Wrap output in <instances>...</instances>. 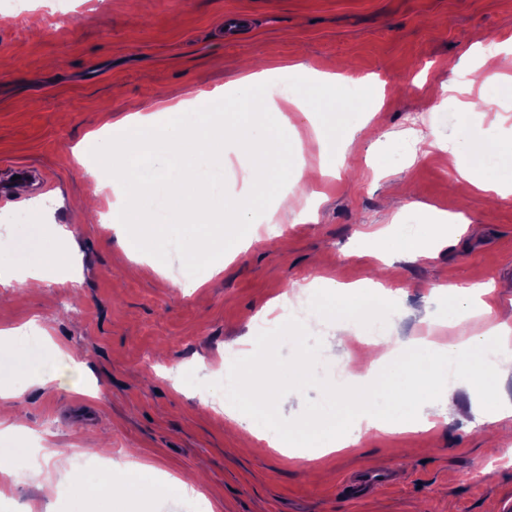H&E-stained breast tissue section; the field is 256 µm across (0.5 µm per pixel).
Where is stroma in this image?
<instances>
[{
	"mask_svg": "<svg viewBox=\"0 0 512 512\" xmlns=\"http://www.w3.org/2000/svg\"><path fill=\"white\" fill-rule=\"evenodd\" d=\"M71 12L46 26L35 7L24 21L0 18V240L12 252L0 270L25 266L24 247L38 235L26 223L34 207L40 224L71 229L78 282L54 273L38 292L9 289L0 328L50 321L52 343L0 369V387L20 389L15 412L24 429L0 437L15 451V474L0 495V512H106L103 495L63 492L71 460L99 438L109 440L107 463L139 461L155 477L194 472L201 502L159 489L130 498L126 512H498L512 495V417L493 419L492 406L512 404V365L494 400L456 383L458 416L417 433H364L355 446L313 458L256 442L244 447L240 429L216 403L224 397V348L249 331L254 315L296 285L326 275L335 284H387L399 307L386 330L401 340L440 343L512 327V191L489 200L461 190L458 162L476 172L491 167L484 145L512 139V54L487 57L486 43L512 46V0H70ZM245 59L270 62L268 85L289 78L302 111L299 132L316 121L348 141L358 159L348 172L337 153L305 143L308 163L326 160L331 175L313 185L304 213H283L275 198L257 208L264 229L205 287L184 293L174 280L192 270L180 243H171L161 271L135 262L109 221L111 186L97 188L98 161L76 150L83 137L129 112L151 111L160 96L192 100L203 92L230 95ZM346 62L338 70V62ZM341 71L335 100L311 97L304 75L287 65ZM471 71L459 119H439L433 84ZM502 72L496 87L482 73ZM363 96L348 97L351 86ZM424 115L423 131L456 144L459 158L424 151L409 136V117ZM35 170V181L15 182L12 168ZM100 190L94 212L76 204ZM464 214L468 229L449 236L431 259L404 256L391 277L380 259L357 247L365 234L392 224H420ZM495 284L492 316L446 323L448 290ZM62 344L84 361L93 397L56 386L29 385L32 373L55 371ZM349 347L321 359L300 398L269 402L262 422L281 426L310 418L325 400L342 396L338 364ZM57 450L45 463L56 490L44 498L27 459L39 436ZM391 466L402 481L361 499L342 491L359 470Z\"/></svg>",
	"mask_w": 512,
	"mask_h": 512,
	"instance_id": "obj_1",
	"label": "stroma"
}]
</instances>
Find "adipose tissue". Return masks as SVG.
I'll use <instances>...</instances> for the list:
<instances>
[{"label":"adipose tissue","mask_w":512,"mask_h":512,"mask_svg":"<svg viewBox=\"0 0 512 512\" xmlns=\"http://www.w3.org/2000/svg\"><path fill=\"white\" fill-rule=\"evenodd\" d=\"M200 98L210 102L213 113H191L186 102L162 97L155 111L123 115L110 123L106 135L92 131L83 139L84 147L98 156L112 184V222L125 227L127 251L138 258H153L162 252L166 240L174 237L182 242L188 262L201 269V276L180 282L179 288L185 292L202 287L206 279L223 271L225 256L237 255L257 240L251 214L264 198L277 195L279 207L293 210L308 188L329 173L326 167L308 168L298 162V142L282 112H271L268 125L248 139L240 126L225 123L219 98L206 92ZM224 162L241 174L242 189L220 200L214 185L194 177L192 171L203 164ZM153 197L167 203L168 221L152 232L146 228L149 215L144 203ZM226 220L239 225L237 239L226 241L213 234V226ZM447 224V218L441 217L409 229L391 225L381 241L385 263H392L394 254L404 247L413 257L430 256L432 244L446 236ZM51 230L50 239L37 237L27 243L31 261L24 269V282L43 284L48 271L75 264L71 230L57 224ZM389 303L385 292L361 285L341 290L330 301L309 305L303 333L293 339L304 349V358L294 365L293 374L300 377L307 372L315 356L307 346V337L329 316L350 314L354 322L350 339L361 342L365 327ZM491 346L497 349L502 363L512 362V330L500 326L490 335L451 344L414 340L404 360L392 348L390 337H379L358 362L356 388L344 397L341 409L322 417L319 427L274 426L261 432L255 425V404L272 400L284 383L279 367L268 364L251 371L248 389L232 381L225 383L224 414L269 445L286 439L320 455L355 445L371 430L415 433L432 428L435 418L453 420L451 405L441 406L432 415L421 407L434 389L447 387L449 368H456L462 379L481 392L493 390L497 370L485 360ZM149 471V465L133 461L118 473H103L98 488L116 501L143 490L142 480Z\"/></svg>","instance_id":"adipose-tissue-1"}]
</instances>
